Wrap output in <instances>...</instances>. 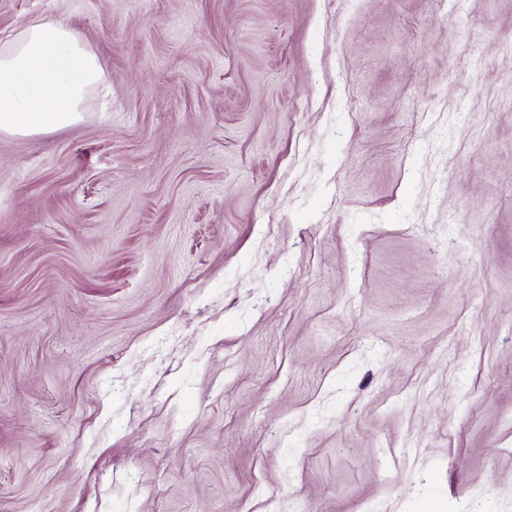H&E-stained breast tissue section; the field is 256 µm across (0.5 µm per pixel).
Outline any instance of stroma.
<instances>
[{
    "instance_id": "obj_1",
    "label": "stroma",
    "mask_w": 512,
    "mask_h": 512,
    "mask_svg": "<svg viewBox=\"0 0 512 512\" xmlns=\"http://www.w3.org/2000/svg\"><path fill=\"white\" fill-rule=\"evenodd\" d=\"M110 108L0 135V512H512V0H0Z\"/></svg>"
}]
</instances>
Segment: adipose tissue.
<instances>
[{"instance_id": "obj_1", "label": "adipose tissue", "mask_w": 512, "mask_h": 512, "mask_svg": "<svg viewBox=\"0 0 512 512\" xmlns=\"http://www.w3.org/2000/svg\"><path fill=\"white\" fill-rule=\"evenodd\" d=\"M97 54L59 19L36 16L0 37V134L33 136L77 124L104 86Z\"/></svg>"}]
</instances>
